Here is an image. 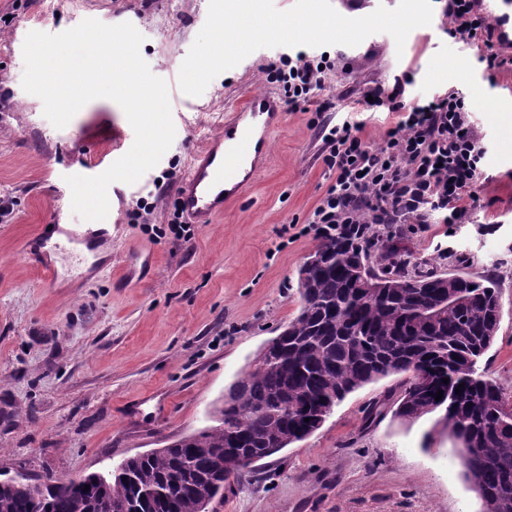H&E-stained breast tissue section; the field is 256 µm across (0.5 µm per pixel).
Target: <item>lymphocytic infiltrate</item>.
Masks as SVG:
<instances>
[{"instance_id": "lymphocytic-infiltrate-1", "label": "lymphocytic infiltrate", "mask_w": 512, "mask_h": 512, "mask_svg": "<svg viewBox=\"0 0 512 512\" xmlns=\"http://www.w3.org/2000/svg\"><path fill=\"white\" fill-rule=\"evenodd\" d=\"M448 36L462 43H483L489 69L512 66V56L495 49V30L478 10V0H446ZM332 64L304 53L285 57L270 76L283 86L289 109L317 103ZM404 89L390 94L373 91L360 99L365 111H390L398 120L374 149L358 135L359 124H323L325 162L335 178L314 210L317 233L336 232L360 224H461L477 198L472 188L481 175L485 155L482 139L471 124L469 105L459 92H446L412 105L402 100Z\"/></svg>"}]
</instances>
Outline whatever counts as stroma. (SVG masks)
<instances>
[{
  "mask_svg": "<svg viewBox=\"0 0 512 512\" xmlns=\"http://www.w3.org/2000/svg\"><path fill=\"white\" fill-rule=\"evenodd\" d=\"M209 0H0V197L14 202L0 223V476L81 477L131 455L162 448L216 425L228 388L301 308L298 270L320 239L309 220L333 181L316 128L315 105L289 112L273 150L244 199L213 224L175 229L176 182L226 107L248 94H282L267 70L295 48H261L190 98L180 65L204 26ZM430 25L404 47L380 34L371 63L337 61L320 100L333 119L353 111L359 92L392 88L410 74L405 99L456 89L486 150L479 201L464 224H406L374 241L375 259L407 273L495 278L500 330L483 364L512 389V70L486 69L477 48L448 38L442 0ZM93 18L131 23L142 58L168 85L175 137L136 183L108 188L112 263L79 272L63 255V279L48 284L24 252L50 224H77L69 175L96 176L133 145L122 108L98 98L63 128L22 86L30 29L60 33ZM153 205L150 223L129 218ZM151 254V279L122 281L131 256ZM400 379L350 393L306 439L224 484L209 512H482L463 475L459 444L438 414H396ZM378 407L373 421L368 408Z\"/></svg>",
  "mask_w": 512,
  "mask_h": 512,
  "instance_id": "obj_1",
  "label": "stroma"
}]
</instances>
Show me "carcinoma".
<instances>
[{
	"mask_svg": "<svg viewBox=\"0 0 512 512\" xmlns=\"http://www.w3.org/2000/svg\"><path fill=\"white\" fill-rule=\"evenodd\" d=\"M361 233L322 236L320 266L300 289L302 307L285 328L279 355L240 378L234 405L219 424L150 451L107 477L97 472L36 496L0 481V512H200L224 492L240 458L282 439L317 430L308 419L324 400L379 378L402 375L397 413L417 419L436 411V384H462L448 399L445 426L460 443L467 478L490 512H512V394L480 363L500 317L494 279L455 274L409 277L372 260ZM478 453L471 454V447Z\"/></svg>",
	"mask_w": 512,
	"mask_h": 512,
	"instance_id": "carcinoma-1",
	"label": "carcinoma"
}]
</instances>
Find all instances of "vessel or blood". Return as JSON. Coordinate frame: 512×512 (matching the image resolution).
<instances>
[{
  "instance_id": "vessel-or-blood-1",
  "label": "vessel or blood",
  "mask_w": 512,
  "mask_h": 512,
  "mask_svg": "<svg viewBox=\"0 0 512 512\" xmlns=\"http://www.w3.org/2000/svg\"><path fill=\"white\" fill-rule=\"evenodd\" d=\"M486 8L496 23L499 49L512 53V0H487ZM284 116L282 99L269 92L253 93L232 107L221 132L193 156L178 181L177 197L189 223H214L244 197L269 162L271 134ZM60 249L47 235L25 246L51 281L58 276L53 257Z\"/></svg>"
}]
</instances>
